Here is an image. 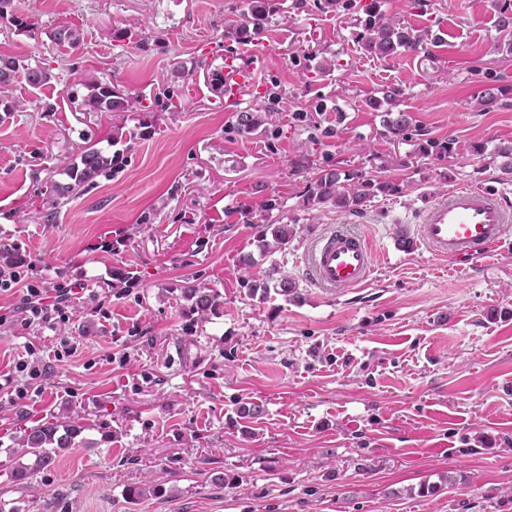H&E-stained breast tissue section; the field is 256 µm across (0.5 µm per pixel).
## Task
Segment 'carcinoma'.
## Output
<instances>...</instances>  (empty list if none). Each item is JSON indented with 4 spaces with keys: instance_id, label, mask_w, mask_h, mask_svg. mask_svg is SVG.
Returning a JSON list of instances; mask_svg holds the SVG:
<instances>
[{
    "instance_id": "obj_1",
    "label": "carcinoma",
    "mask_w": 512,
    "mask_h": 512,
    "mask_svg": "<svg viewBox=\"0 0 512 512\" xmlns=\"http://www.w3.org/2000/svg\"><path fill=\"white\" fill-rule=\"evenodd\" d=\"M277 5L276 0H244L243 9L236 18L225 26L224 36L236 41H243L263 30L270 13ZM327 7L344 10L349 13L363 14L365 34L362 45L366 52L381 57L412 53L418 50L423 42V35L396 22L382 13L380 0H326ZM54 43L63 48L76 49L80 45V33L77 29L60 26L52 34ZM33 88H38L50 80L49 70L40 67H29L10 59L0 60V84H8L17 77ZM89 94L83 105L88 112H122L126 109L125 100L116 95L109 77L92 76L86 82ZM384 123L395 136H404L411 131L409 116L404 112L385 111ZM112 175V157L103 153L93 145L84 148L80 154V162L70 164L68 176L72 184L60 186L52 184L50 194L64 196L79 187L90 186L100 176ZM398 193V186L389 181H378L365 176H351L339 169L328 168L320 172L311 184L303 205L309 208L331 204L340 210L356 212L371 198L381 195ZM294 236V228L289 224H265L260 235V247L264 252L288 248ZM272 241H267V238ZM244 286L251 295L262 292V297L274 292L288 297L294 294V284L283 277L274 284L269 282L255 283L250 273H245ZM185 298L193 302V310L204 319L221 303V294L210 288L191 285L183 289ZM83 416L61 422L46 421L23 430L14 439V447L21 449L20 457H27L30 463H17L13 477L24 481L30 475L50 468L67 450L75 447H87L86 441L79 436L86 430L82 423Z\"/></svg>"
}]
</instances>
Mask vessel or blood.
<instances>
[{"label":"vessel or blood","instance_id":"b4317fda","mask_svg":"<svg viewBox=\"0 0 512 512\" xmlns=\"http://www.w3.org/2000/svg\"><path fill=\"white\" fill-rule=\"evenodd\" d=\"M252 82L250 69L234 58L224 61V95L240 102ZM416 235L435 256L451 262H473L512 237V203L497 193L469 187L449 190L424 209ZM379 260L373 242L343 224L329 226L308 246L303 274L312 287L329 296L368 283Z\"/></svg>","mask_w":512,"mask_h":512}]
</instances>
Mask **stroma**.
<instances>
[{
	"label": "stroma",
	"instance_id": "stroma-1",
	"mask_svg": "<svg viewBox=\"0 0 512 512\" xmlns=\"http://www.w3.org/2000/svg\"><path fill=\"white\" fill-rule=\"evenodd\" d=\"M241 2L11 0L38 34L0 20V56L51 75L0 84V245L47 285L113 287L101 310L78 299L54 327L0 331V512H512V244L468 264L401 245L449 189L512 201L494 154L512 142V44L497 9L384 0L424 41L381 58L364 51L361 22L324 0H283L254 40H226ZM71 23L80 47L59 53L52 33ZM124 28L133 39L114 40ZM257 52L253 91L226 102L212 89L225 56L247 64ZM94 71L111 74L125 111L82 109ZM387 87L412 118L406 137L370 103ZM490 87L499 103L480 109ZM244 111L264 125L241 131ZM132 130L134 142H113ZM89 139L117 155L111 177L64 200L52 223L32 219L43 202L33 171L68 183ZM429 140L454 150L422 155ZM299 154L312 161L303 173ZM329 167L400 192L357 212L305 207ZM266 221L294 227L287 250L261 254ZM332 224L382 257L370 284L341 297L303 278L309 241ZM249 257L256 281L277 269L294 294L249 296ZM119 273L135 287L115 288ZM192 284L224 298L207 321L182 296ZM64 339L77 351L59 359ZM31 343L49 369L15 405ZM77 412L86 447L16 482L18 429ZM144 484L156 495L131 502L128 488Z\"/></svg>",
	"mask_w": 512,
	"mask_h": 512
}]
</instances>
